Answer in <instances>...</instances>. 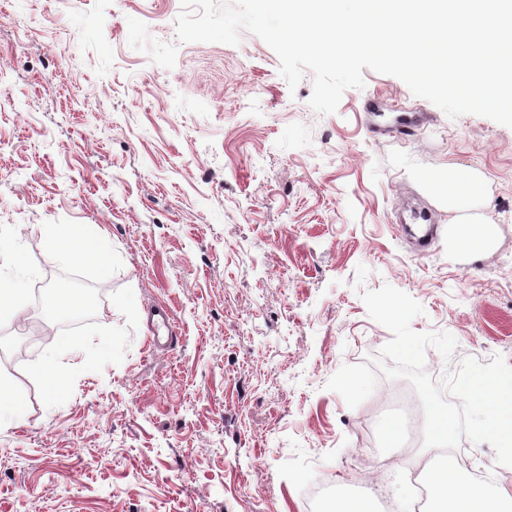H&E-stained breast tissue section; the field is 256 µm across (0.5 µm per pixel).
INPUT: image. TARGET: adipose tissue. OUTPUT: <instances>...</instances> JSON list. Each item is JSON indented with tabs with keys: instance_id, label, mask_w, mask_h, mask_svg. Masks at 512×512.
Wrapping results in <instances>:
<instances>
[{
	"instance_id": "obj_1",
	"label": "adipose tissue",
	"mask_w": 512,
	"mask_h": 512,
	"mask_svg": "<svg viewBox=\"0 0 512 512\" xmlns=\"http://www.w3.org/2000/svg\"><path fill=\"white\" fill-rule=\"evenodd\" d=\"M430 489L429 512H512V483L497 484L489 492L443 464L435 468Z\"/></svg>"
}]
</instances>
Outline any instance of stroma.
I'll return each mask as SVG.
<instances>
[{
	"label": "stroma",
	"mask_w": 512,
	"mask_h": 512,
	"mask_svg": "<svg viewBox=\"0 0 512 512\" xmlns=\"http://www.w3.org/2000/svg\"><path fill=\"white\" fill-rule=\"evenodd\" d=\"M180 0H0V224L42 277L59 273L42 226L94 224L122 259L95 317L125 327L112 294L131 287L139 326L121 363L81 374L49 408L16 353L50 347L29 303L0 328V380L23 402L0 421V512H307L304 491L416 512L411 482L432 449L380 424L405 418L404 379H379L348 407L328 380L378 358L391 332L361 299L391 285L423 308L411 327L445 331L454 360L512 367V127L449 118L397 77L365 71L335 113L290 88L278 55L181 43ZM428 113L409 139L375 137L369 95ZM480 175L469 210L427 173ZM440 228L430 255L398 228L410 206ZM487 228L479 254L452 241ZM178 339L153 349L147 310Z\"/></svg>",
	"instance_id": "35a3bbf8"
}]
</instances>
